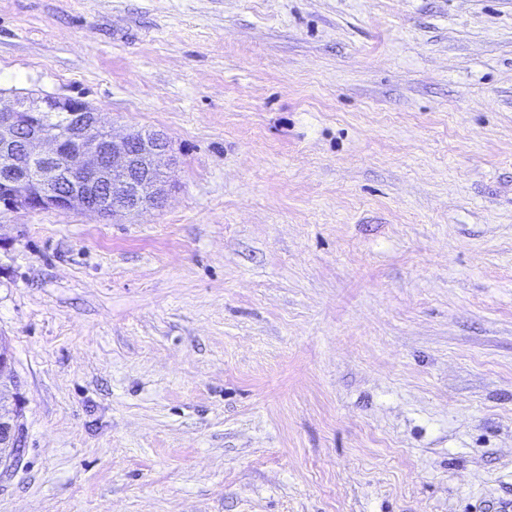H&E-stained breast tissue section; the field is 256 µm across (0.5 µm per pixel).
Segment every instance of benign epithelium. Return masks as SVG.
<instances>
[{"mask_svg": "<svg viewBox=\"0 0 512 512\" xmlns=\"http://www.w3.org/2000/svg\"><path fill=\"white\" fill-rule=\"evenodd\" d=\"M169 138L118 139L83 101L32 92L0 107V211L83 210L105 219L162 205Z\"/></svg>", "mask_w": 512, "mask_h": 512, "instance_id": "obj_1", "label": "benign epithelium"}]
</instances>
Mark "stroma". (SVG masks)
<instances>
[{"label": "stroma", "instance_id": "obj_1", "mask_svg": "<svg viewBox=\"0 0 512 512\" xmlns=\"http://www.w3.org/2000/svg\"><path fill=\"white\" fill-rule=\"evenodd\" d=\"M30 91L177 164L0 214V512L512 499V0H0Z\"/></svg>", "mask_w": 512, "mask_h": 512}]
</instances>
